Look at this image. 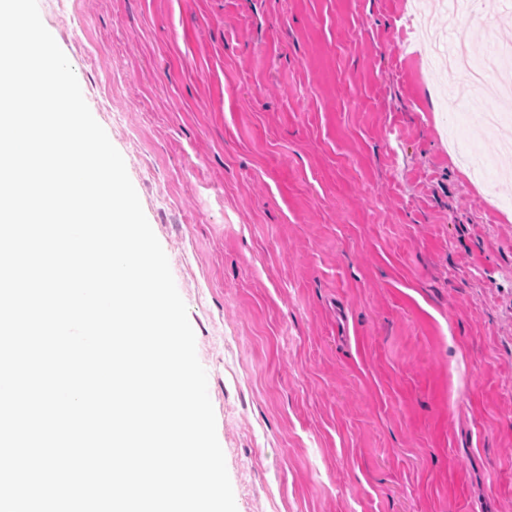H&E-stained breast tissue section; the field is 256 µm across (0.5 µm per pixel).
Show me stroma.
Instances as JSON below:
<instances>
[{"instance_id":"obj_1","label":"stroma","mask_w":512,"mask_h":512,"mask_svg":"<svg viewBox=\"0 0 512 512\" xmlns=\"http://www.w3.org/2000/svg\"><path fill=\"white\" fill-rule=\"evenodd\" d=\"M447 0H38L187 305L237 512H512V123ZM466 40V39H465Z\"/></svg>"}]
</instances>
